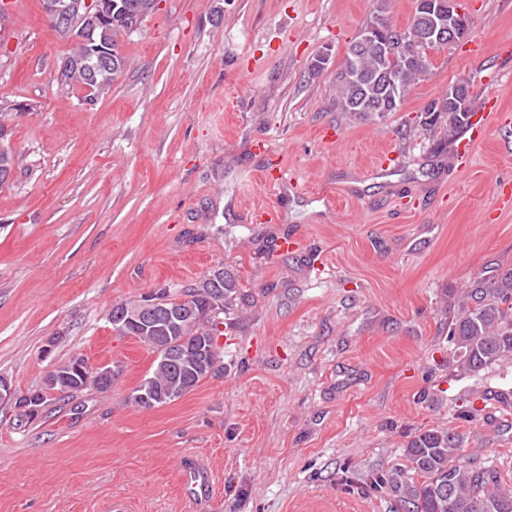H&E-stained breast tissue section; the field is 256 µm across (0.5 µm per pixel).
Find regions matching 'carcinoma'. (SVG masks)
<instances>
[{"mask_svg": "<svg viewBox=\"0 0 512 512\" xmlns=\"http://www.w3.org/2000/svg\"><path fill=\"white\" fill-rule=\"evenodd\" d=\"M154 9L155 0H119L112 25L105 31L98 29L88 34L94 41L103 38L112 43V66L97 68L90 76L82 70L75 72L66 87H90L88 97L93 100L109 91L126 68V59L117 50L119 37L130 34ZM425 16L421 0H416L410 24L401 30L404 44L411 50L423 34ZM383 66L377 55L355 58L347 54L336 73V104L341 111L365 115L384 109L378 85ZM428 72L425 54L415 55L399 76L398 102H403L412 86ZM441 113L448 119L451 134L470 126L473 108L458 112L445 104ZM237 288V280L221 276L218 269L178 294L164 288L163 307L172 312L173 319L123 331L139 337L157 353L152 375L136 390L134 402L138 407L151 409L175 400L214 373L218 352L216 345L208 341L217 330L214 312L223 309L224 300ZM469 297L474 307L455 321L451 336L462 362L478 371L512 356V270L489 284L472 285ZM85 386L87 383L81 381L63 389L50 373L42 389V403L49 401L52 391L67 395ZM462 448V435L450 429H430L413 436L405 455L409 469L420 481H392L398 512H512V485L501 484L491 469L462 463Z\"/></svg>", "mask_w": 512, "mask_h": 512, "instance_id": "cac0c4a2", "label": "carcinoma"}]
</instances>
